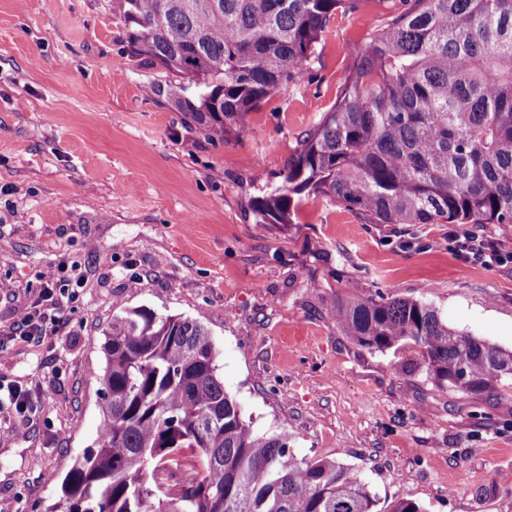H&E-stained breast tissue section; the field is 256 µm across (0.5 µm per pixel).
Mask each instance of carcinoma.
Returning <instances> with one entry per match:
<instances>
[{
    "label": "carcinoma",
    "instance_id": "cac0c4a2",
    "mask_svg": "<svg viewBox=\"0 0 512 512\" xmlns=\"http://www.w3.org/2000/svg\"><path fill=\"white\" fill-rule=\"evenodd\" d=\"M360 0H117L128 53L172 74L166 95L213 138L305 65L339 9ZM355 55L336 104L302 137L259 224H291L303 194L367 224H512V0H409ZM358 345L422 349L440 389L489 397L512 351L448 327L417 299L346 297L333 309ZM96 449L62 486L63 512H378L349 468L296 458L288 433L247 423L224 390L198 318L134 309L112 318ZM181 459L196 476L166 493Z\"/></svg>",
    "mask_w": 512,
    "mask_h": 512
}]
</instances>
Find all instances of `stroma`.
I'll use <instances>...</instances> for the list:
<instances>
[{"label":"stroma","mask_w":512,"mask_h":512,"mask_svg":"<svg viewBox=\"0 0 512 512\" xmlns=\"http://www.w3.org/2000/svg\"><path fill=\"white\" fill-rule=\"evenodd\" d=\"M361 0L331 17L304 80L226 139L169 102V74L127 52L113 0H0V332L51 263L81 266L60 336L0 351V512H56L61 482L101 428L107 334L135 308L202 317L224 389L297 458L356 472L381 506L512 512V385L440 390L421 350L371 351L338 328L337 298L432 304L450 327L512 351V263L448 246L444 224H367L326 197L290 224L252 203L280 185L336 102L356 49L402 10ZM35 411L16 412L12 387Z\"/></svg>","instance_id":"35a3bbf8"}]
</instances>
